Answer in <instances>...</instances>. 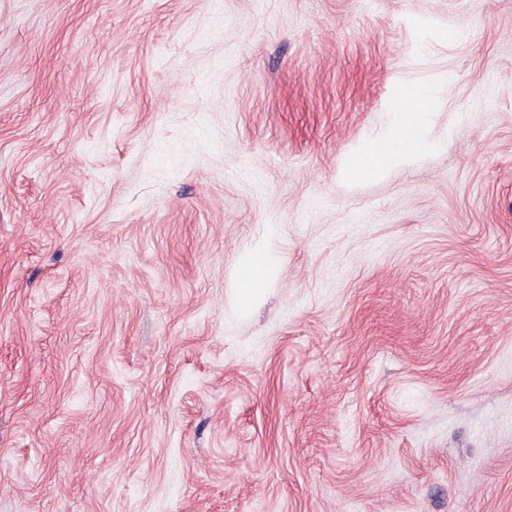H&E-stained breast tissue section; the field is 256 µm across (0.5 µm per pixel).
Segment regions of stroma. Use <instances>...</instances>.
Returning <instances> with one entry per match:
<instances>
[{"label": "stroma", "instance_id": "35a3bbf8", "mask_svg": "<svg viewBox=\"0 0 512 512\" xmlns=\"http://www.w3.org/2000/svg\"><path fill=\"white\" fill-rule=\"evenodd\" d=\"M0 512H512V0H0ZM406 109H412V112H396V119L391 133L403 128L407 131V138L397 146H391L389 143L390 135L383 136L376 143L368 147L365 153L370 152L378 156L379 164L371 171H366L360 164L351 163L350 175L355 178L363 177L369 173L378 171L387 161H394L414 157L419 154L424 147V141L421 138V128L426 122L428 112V102L425 94L421 96L419 106L407 104ZM364 153V154H365ZM251 260H255L251 281L237 289L239 299L245 305L251 303L265 288L268 275L267 261L263 253L252 255Z\"/></svg>", "mask_w": 512, "mask_h": 512}]
</instances>
